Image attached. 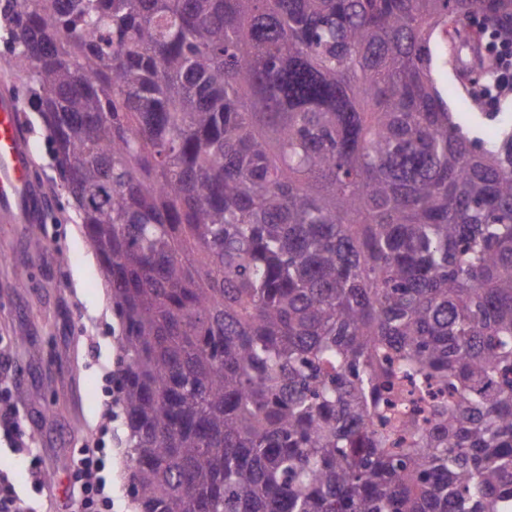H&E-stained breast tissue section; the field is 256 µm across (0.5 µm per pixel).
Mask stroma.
<instances>
[{
    "mask_svg": "<svg viewBox=\"0 0 512 512\" xmlns=\"http://www.w3.org/2000/svg\"><path fill=\"white\" fill-rule=\"evenodd\" d=\"M496 49L484 40L475 51L436 45L439 87H454L459 74H479ZM16 94L33 147L34 175L52 215L43 224L44 245L30 246L27 227L0 221V380L18 412L16 447L0 440V471L16 480L31 512H80L72 477L82 445L111 424L112 373L119 362L112 332V293L92 244L77 222L75 205L55 174L47 129L16 76L10 44L0 39V89ZM448 107L469 115L483 140L496 138L512 114V94L485 108L470 94L448 96ZM45 469L46 489L25 481L32 459Z\"/></svg>",
    "mask_w": 512,
    "mask_h": 512,
    "instance_id": "obj_1",
    "label": "stroma"
}]
</instances>
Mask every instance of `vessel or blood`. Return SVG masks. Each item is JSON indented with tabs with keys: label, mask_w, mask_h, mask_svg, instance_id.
I'll use <instances>...</instances> for the list:
<instances>
[{
	"label": "vessel or blood",
	"mask_w": 512,
	"mask_h": 512,
	"mask_svg": "<svg viewBox=\"0 0 512 512\" xmlns=\"http://www.w3.org/2000/svg\"><path fill=\"white\" fill-rule=\"evenodd\" d=\"M0 209L17 224H35L44 209L33 177V153L14 94L0 95Z\"/></svg>",
	"instance_id": "vessel-or-blood-1"
}]
</instances>
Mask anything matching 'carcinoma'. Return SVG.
<instances>
[{
    "instance_id": "cac0c4a2",
    "label": "carcinoma",
    "mask_w": 512,
    "mask_h": 512,
    "mask_svg": "<svg viewBox=\"0 0 512 512\" xmlns=\"http://www.w3.org/2000/svg\"><path fill=\"white\" fill-rule=\"evenodd\" d=\"M112 284L139 512H512V0H4ZM477 55L473 57L467 49L460 51L459 45L448 43V47L436 44L435 77L440 88L456 87L454 95L448 94V107L452 112H468V127L474 136L485 141L495 139L503 129V118L512 114V93L498 99L493 108H485L481 103L472 100L470 93H465L458 81V74H479L487 71L485 58H491L499 50L489 40H482L475 46ZM493 60V59H492ZM447 62V63H443ZM465 65H469L463 67ZM463 74V75H464ZM457 85H456V84ZM499 112V113H497Z\"/></svg>"
}]
</instances>
